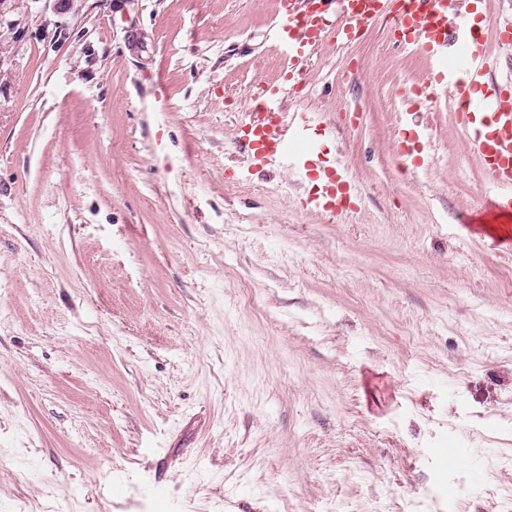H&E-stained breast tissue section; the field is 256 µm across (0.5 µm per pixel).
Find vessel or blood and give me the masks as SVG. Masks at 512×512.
Listing matches in <instances>:
<instances>
[{
    "instance_id": "1",
    "label": "vessel or blood",
    "mask_w": 512,
    "mask_h": 512,
    "mask_svg": "<svg viewBox=\"0 0 512 512\" xmlns=\"http://www.w3.org/2000/svg\"><path fill=\"white\" fill-rule=\"evenodd\" d=\"M279 35L274 51L284 81L264 87L238 138L256 164L284 162L310 179L327 173L316 144L306 137L310 116L283 105L285 82L309 60L327 35L348 44L385 22L406 49L430 62L427 89L454 102L470 150L481 160L494 192L491 213L512 214V94L489 92L495 59L483 34L474 32L466 13L449 15L448 0H279ZM327 181L301 198L302 208L335 215L352 209V179L327 173Z\"/></svg>"
}]
</instances>
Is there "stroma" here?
Listing matches in <instances>:
<instances>
[{
    "label": "stroma",
    "mask_w": 512,
    "mask_h": 512,
    "mask_svg": "<svg viewBox=\"0 0 512 512\" xmlns=\"http://www.w3.org/2000/svg\"><path fill=\"white\" fill-rule=\"evenodd\" d=\"M477 2L512 73V0ZM17 3L0 512H512V223H462L493 189L422 95L428 61L380 25L291 82L359 190L329 218L237 142L250 89L281 80L277 0Z\"/></svg>",
    "instance_id": "obj_1"
}]
</instances>
